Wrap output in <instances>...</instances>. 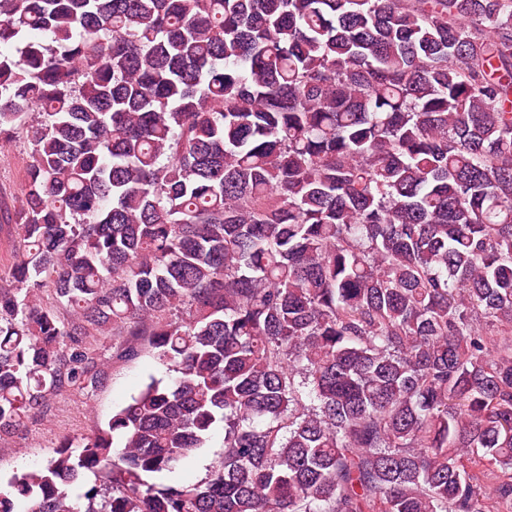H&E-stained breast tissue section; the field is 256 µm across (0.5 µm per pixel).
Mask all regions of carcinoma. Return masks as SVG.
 <instances>
[{"label":"carcinoma","mask_w":512,"mask_h":512,"mask_svg":"<svg viewBox=\"0 0 512 512\" xmlns=\"http://www.w3.org/2000/svg\"><path fill=\"white\" fill-rule=\"evenodd\" d=\"M2 45L0 437L108 333L177 373L28 512H512V0H0ZM33 145L26 130L0 140V215L14 212L23 198V167ZM19 232L18 224L8 223L0 219V274L2 275V285L9 283L6 282L8 280L7 269ZM224 450V429L216 428L206 445L196 451L188 460L182 470V474L193 480H201L206 477L209 470L221 461Z\"/></svg>","instance_id":"carcinoma-1"}]
</instances>
